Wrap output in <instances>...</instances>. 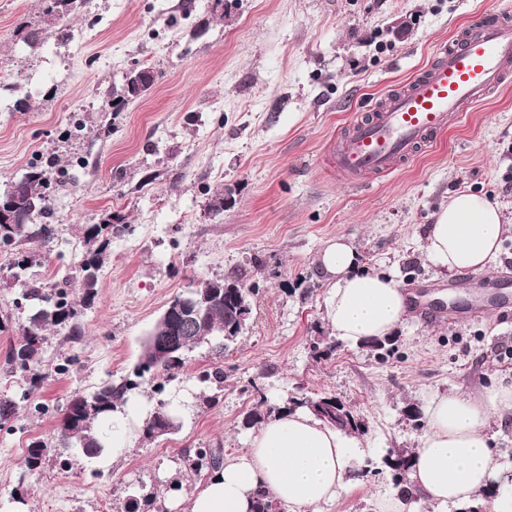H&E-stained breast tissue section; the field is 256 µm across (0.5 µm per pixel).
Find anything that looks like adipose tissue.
Wrapping results in <instances>:
<instances>
[{
  "instance_id": "adipose-tissue-1",
  "label": "adipose tissue",
  "mask_w": 512,
  "mask_h": 512,
  "mask_svg": "<svg viewBox=\"0 0 512 512\" xmlns=\"http://www.w3.org/2000/svg\"><path fill=\"white\" fill-rule=\"evenodd\" d=\"M511 233L512 220L499 204L462 189L434 213L426 257L451 272H478L498 258ZM318 264L329 281L325 318L338 340L360 346L408 320L410 303L401 283L390 273L360 267L350 241L328 242ZM150 412L135 397L113 412V458L132 448ZM493 418L512 421V382L500 380L476 394L432 395L407 480L378 502V512H441L489 494L495 457L487 424ZM359 446L309 412L282 411L250 434L246 450L226 459L190 498L174 488L166 497L184 512H251L256 494L264 491L291 512H322L350 491Z\"/></svg>"
}]
</instances>
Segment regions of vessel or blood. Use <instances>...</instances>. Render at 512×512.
Wrapping results in <instances>:
<instances>
[{"mask_svg": "<svg viewBox=\"0 0 512 512\" xmlns=\"http://www.w3.org/2000/svg\"><path fill=\"white\" fill-rule=\"evenodd\" d=\"M511 85L512 16L485 15L350 122L332 146L336 171L351 180L393 173L432 147L466 109Z\"/></svg>", "mask_w": 512, "mask_h": 512, "instance_id": "1", "label": "vessel or blood"}]
</instances>
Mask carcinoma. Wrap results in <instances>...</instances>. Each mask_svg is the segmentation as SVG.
<instances>
[{"label":"carcinoma","instance_id":"obj_1","mask_svg":"<svg viewBox=\"0 0 512 512\" xmlns=\"http://www.w3.org/2000/svg\"><path fill=\"white\" fill-rule=\"evenodd\" d=\"M86 0H45V12L51 14L60 8L62 4L70 5V9L63 13V18H68L82 8ZM151 86H141L133 81H124L120 93L112 101V111L117 112L132 99L139 98L147 93ZM50 181L45 164L30 167L25 176L12 183L3 196L14 198L20 195L22 205L18 207L21 214L16 223L3 226V238L10 243L23 242L38 239L48 242L53 239L54 227L46 219L51 215L50 197L48 189ZM123 217L118 214H108L99 224H91L85 229L86 243L97 245L91 257L80 264L76 277L67 280L56 290L55 297L51 298L42 292V288L26 286L22 292V298L33 302L32 313L27 321L21 325V340L17 348L12 350L11 361L17 368L24 372H31L41 360V351L46 341V331L52 326H59L72 321L77 309L68 295L72 294L77 284H82L88 289L86 300H91V293L97 274L101 266V255L107 245L103 235H112L122 229ZM211 292L214 294L216 306L205 312L202 325L195 327V331L184 335H169L157 328H152L143 342V351H148L154 341H162L173 346L172 354L151 365H138L135 378L121 379L114 384L104 385L96 392L84 396L74 395L66 406L59 411L58 440L57 445L64 448H76L86 457L94 458L104 446V439L109 435L112 427L108 426L112 418V411L118 404L124 401L126 394L138 387L137 379L151 372L162 373L170 378L179 373L184 365V354L187 350L202 343L210 344L216 350H222L227 343L234 341L242 332L236 320V308L239 303L236 296L244 294L245 304H250L249 289L243 287L237 279L219 278L201 282L197 287L188 290L184 296L188 297L194 292ZM224 327V336H214L208 332L211 327ZM34 411L41 413L46 411V406L36 403L31 398V393L25 392L15 398L9 395L0 396V423L8 422L15 417L20 408V403ZM266 400L260 399L256 409L250 411L243 420V427L251 429L265 421L274 411L272 407H265ZM168 419L173 428H179V417L169 410V404L160 403L150 414L145 422L144 432L147 436H153L152 429L162 419ZM411 449L390 448L384 460H394L391 470L394 472L396 482H401L404 473L409 467ZM190 468L197 472L204 469L211 471L223 462L222 449L198 448L194 455L187 456Z\"/></svg>","mask_w":512,"mask_h":512}]
</instances>
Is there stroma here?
Wrapping results in <instances>:
<instances>
[{
	"label": "stroma",
	"instance_id": "obj_1",
	"mask_svg": "<svg viewBox=\"0 0 512 512\" xmlns=\"http://www.w3.org/2000/svg\"><path fill=\"white\" fill-rule=\"evenodd\" d=\"M87 0L70 30L96 18L92 41L48 40L31 50L27 32L57 21L43 0H0V193L28 166H65L51 198L55 235L28 242L39 256L27 283L50 288L72 277L87 246L86 225L120 212L91 302L73 297L77 328L47 333L37 373L8 363L29 313L14 280L11 246H0V395L32 390L45 414L20 410L0 425V512H124L129 496L161 492L171 481L190 497L207 473L185 469L198 448L243 453L241 427L259 399L335 396L367 426L361 457L373 448H412L422 433L407 413L458 388L512 380V238L485 270L453 273L427 261V226L453 192L468 187L512 217V87L471 107L428 151L396 172L363 183L326 169L324 148L348 122L404 84L436 47L489 13L512 14V0ZM148 63L151 92L116 113L105 110L126 73ZM29 95L16 107L15 86ZM231 193L223 213L207 209ZM343 237L369 269L393 274L414 294L410 320L389 349L337 343L316 359L311 346L331 337L328 282L318 266L325 243ZM234 277L250 288L252 317L224 353L193 348L177 378L146 379L148 403L181 392L216 395L183 414L179 431L138 436L120 460L111 446L88 458L58 454L55 411L71 396L133 376L142 342L175 296L200 281ZM77 338H70V331ZM71 361L66 373L54 367ZM219 366L224 386L199 380ZM48 449L37 467L29 447ZM355 477L324 512H375L393 486L382 460Z\"/></svg>",
	"mask_w": 512,
	"mask_h": 512
}]
</instances>
